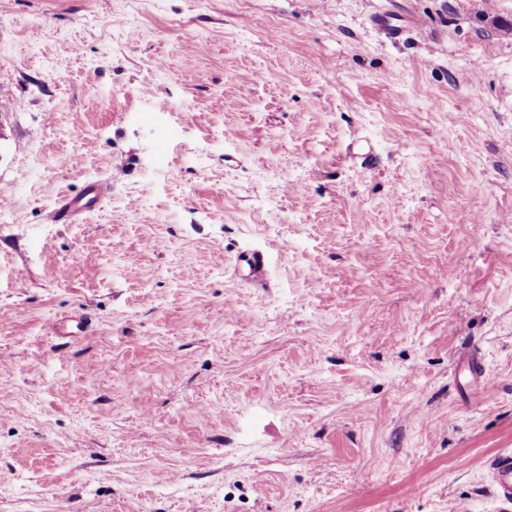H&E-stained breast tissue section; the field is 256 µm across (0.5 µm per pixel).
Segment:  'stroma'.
Listing matches in <instances>:
<instances>
[{
    "label": "stroma",
    "instance_id": "obj_1",
    "mask_svg": "<svg viewBox=\"0 0 512 512\" xmlns=\"http://www.w3.org/2000/svg\"><path fill=\"white\" fill-rule=\"evenodd\" d=\"M508 448L512 0H0V512H494ZM374 28L391 41L398 40L412 25L418 23L417 19L409 14H396L392 11L375 13L371 18ZM103 198L102 187L98 181H91L87 185L86 194L80 203L62 199L46 214V221L50 224H66L71 222L77 211L91 212Z\"/></svg>",
    "mask_w": 512,
    "mask_h": 512
}]
</instances>
